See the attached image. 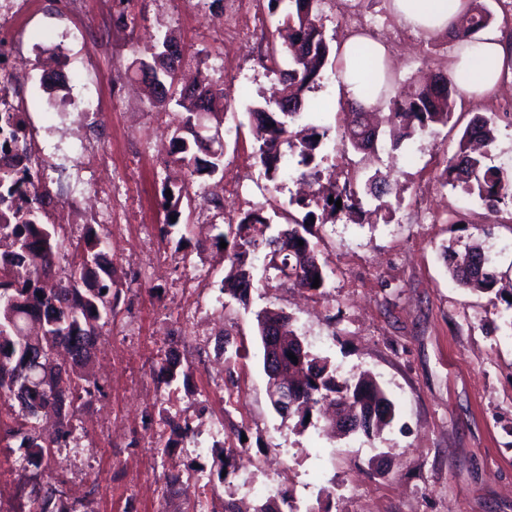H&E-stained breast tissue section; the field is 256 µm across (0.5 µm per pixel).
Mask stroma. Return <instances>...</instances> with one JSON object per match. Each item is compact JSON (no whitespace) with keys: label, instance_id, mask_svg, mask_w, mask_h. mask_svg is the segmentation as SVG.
Masks as SVG:
<instances>
[{"label":"stroma","instance_id":"35a3bbf8","mask_svg":"<svg viewBox=\"0 0 512 512\" xmlns=\"http://www.w3.org/2000/svg\"><path fill=\"white\" fill-rule=\"evenodd\" d=\"M389 4L328 0L325 32L341 43L346 16L365 19L389 48L396 88L447 70L454 41L406 28ZM112 12L127 24L72 40L77 14L63 0H37L31 28L65 41L18 45L34 77L26 107L47 179L57 180L71 156L69 144L50 134L53 105L93 102L76 115L72 137L91 126L104 163L78 176L111 184L112 207L105 212L90 201L52 213L73 240L87 226L105 225L120 303L90 365L106 394L79 415L81 453L56 451L30 483L20 478L24 449L0 428V512H28L33 485L58 482L78 512H210L220 499L235 500L241 512L271 499L281 512H512V328L505 324L512 309L504 298L457 285L445 258L447 247L479 242L499 287L512 290V203L493 214L438 181L476 113L494 116L492 162L512 173V116L503 112L512 68L494 95L458 99L457 126L436 125L396 146L384 124L362 153L337 144L349 120L337 81L308 92L303 123L328 130L317 151L321 169L340 184L353 170L387 175L388 207L377 210L369 198L359 222L319 225L331 269L324 292L273 282L240 301L222 289L229 261L211 244L215 203L233 223L259 205L288 207L300 190L297 153L286 151L274 182L252 157L246 107L278 83L258 63L257 42L273 31L268 0H112ZM253 16L265 20L254 42L231 29ZM167 33L185 49L182 78L202 77L226 104L205 119L222 133L224 175L195 180L193 231L184 237L164 232L161 194L163 182L186 179L168 154L179 109L154 106L150 86L131 68ZM51 69L65 82L41 83ZM266 308L288 313L304 346L340 377L373 376L395 405L390 426L334 436L318 425L298 430L282 417L257 334L256 315ZM171 348L189 374L187 388L166 385L155 371L160 352ZM168 411L189 421L196 442L169 444ZM216 442L236 466L223 480L213 465ZM176 474L190 483L170 484Z\"/></svg>","mask_w":512,"mask_h":512}]
</instances>
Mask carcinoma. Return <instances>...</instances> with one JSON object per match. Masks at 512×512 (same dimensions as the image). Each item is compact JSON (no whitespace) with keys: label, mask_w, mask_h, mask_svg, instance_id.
<instances>
[{"label":"carcinoma","mask_w":512,"mask_h":512,"mask_svg":"<svg viewBox=\"0 0 512 512\" xmlns=\"http://www.w3.org/2000/svg\"><path fill=\"white\" fill-rule=\"evenodd\" d=\"M270 11L277 16V25L261 56L265 69L278 74L279 87L273 96L253 103L248 114L260 132L255 156L269 181L278 178L285 166L281 146L286 144L297 151L298 165L304 167L300 177L320 175L315 166L316 150L327 136L315 125L299 131L291 125L301 118L306 92L320 86L322 69L331 52L330 40L321 23L324 0H269ZM464 18L467 25L453 29L455 40L465 43L474 34L487 28L492 14L482 0H467ZM390 96L391 117L398 125L399 137L410 139L415 133L435 124H447L452 115L458 84L446 73L438 71L430 81L406 90L384 89ZM176 105L182 108L181 117L171 139L173 161L183 166L190 178L212 177L222 165L223 155L211 159L198 156L194 120L204 110L212 113L224 106V96L204 86L197 93L177 92ZM368 113L356 107L346 124L340 143L343 148L361 151L374 142L375 130H367ZM0 134L4 148L15 144L25 135L21 118L13 112L0 113ZM495 126L491 117L475 115L465 127L455 154L440 173L442 185L459 188L477 196L492 212L512 200V175L488 163L495 143ZM32 159L17 156L0 162V409L7 408L13 420L10 433L20 438L28 463L36 468L50 458L54 449L68 447L81 410L104 393V386L89 373L92 351L112 321L118 294L112 291L111 261L106 251L107 237L103 232L88 228L83 239L72 246V260L59 265L61 252L67 249L62 225L47 220L46 195L35 185L30 172ZM341 200V207L329 199ZM305 209L300 220L286 217L288 237L295 242L294 251L278 254V236L265 241L269 248L259 279L262 287L276 280H286L294 288L310 290L314 278L319 288L326 287L329 264L320 259L310 217L321 211V223L336 218L343 210L362 208L357 186L342 188L331 184L309 200H298ZM270 226L264 208L252 209L235 224H227V232H219L212 245L232 242L230 273L224 279V290L242 300L253 285V274L247 268L251 251L258 246L254 238L257 225ZM303 245H297L298 240ZM448 272L461 287L490 293L498 283L489 259L478 244L464 250L447 251ZM302 266L303 276L295 274ZM258 330L272 322L283 324L281 349L284 368L298 376L299 403L291 417L296 425H308L305 418L322 402L353 408L360 420L358 429L380 432L395 416V406L385 390L370 375L354 379H339L328 359L299 347L297 335L290 330L289 317L265 310L257 315ZM297 357L293 362L288 354ZM178 362L167 354L161 359L159 372L170 384L177 379ZM55 413L62 427L56 437L42 436L41 417ZM165 423L172 434L188 436L187 420L170 413ZM28 512H76L63 490L53 488L49 495L31 499Z\"/></svg>","instance_id":"1"}]
</instances>
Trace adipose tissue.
Masks as SVG:
<instances>
[{"label": "adipose tissue", "mask_w": 512, "mask_h": 512, "mask_svg": "<svg viewBox=\"0 0 512 512\" xmlns=\"http://www.w3.org/2000/svg\"><path fill=\"white\" fill-rule=\"evenodd\" d=\"M463 3L464 0H394L393 9L411 30L444 34L461 15ZM386 56V46L368 35H356L344 43L340 61L348 97L367 107L379 102L377 83ZM510 61L512 44L500 41L498 36H488L459 48L451 74L466 94L480 96L497 89Z\"/></svg>", "instance_id": "ef3b65f1"}]
</instances>
